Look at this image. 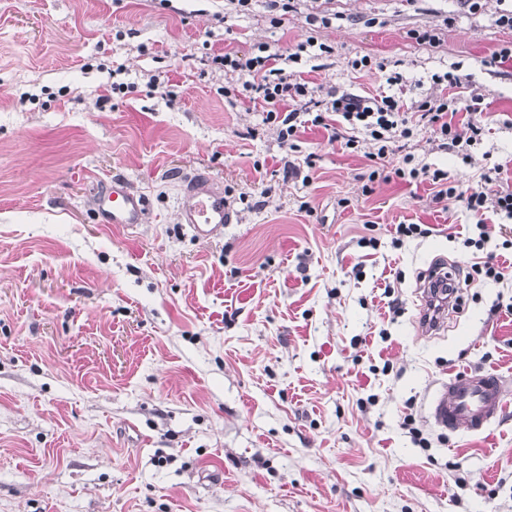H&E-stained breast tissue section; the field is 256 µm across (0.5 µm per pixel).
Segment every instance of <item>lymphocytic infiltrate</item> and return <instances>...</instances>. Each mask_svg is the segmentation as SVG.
Instances as JSON below:
<instances>
[{
    "label": "lymphocytic infiltrate",
    "instance_id": "1",
    "mask_svg": "<svg viewBox=\"0 0 512 512\" xmlns=\"http://www.w3.org/2000/svg\"><path fill=\"white\" fill-rule=\"evenodd\" d=\"M305 43L270 49L268 45H257L251 54H239L227 50L215 55L213 62L225 75L240 82L242 93L260 109L265 123L275 124L281 145H289L302 127L312 125L332 129L333 140H344L346 146H353L354 132L360 131L369 137L377 147V159H384L392 143L413 135L414 124L429 126L443 148L451 149L463 143L480 139L484 131V110L477 94L462 97L455 90L461 87L460 76L447 73L433 78L434 85H447V92L426 95L415 101L412 107H405L401 97L380 94L374 97L352 93L332 95L324 110H314L307 102L308 83L302 77L286 72L284 62L298 58L305 51ZM350 127L351 136H344L343 127ZM412 156H404L401 164L389 173L372 170L369 180L400 179L410 182L422 179L434 188L436 201L454 199L477 219L476 236L466 238V246L483 250L492 239L486 222V212L505 215L512 219V189L499 184L501 168L493 166L481 177V184L466 190L449 184L448 176L441 170L426 167L415 168Z\"/></svg>",
    "mask_w": 512,
    "mask_h": 512
}]
</instances>
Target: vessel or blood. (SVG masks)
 Here are the masks:
<instances>
[{
    "instance_id": "b4317fda",
    "label": "vessel or blood",
    "mask_w": 512,
    "mask_h": 512,
    "mask_svg": "<svg viewBox=\"0 0 512 512\" xmlns=\"http://www.w3.org/2000/svg\"><path fill=\"white\" fill-rule=\"evenodd\" d=\"M98 209L110 224H140L146 213L145 198L122 180L98 199ZM180 223L189 226L201 240L213 238L233 220V211L223 191L190 183L179 198ZM507 406L504 381L493 373H461L449 378L433 395L429 419L437 427L479 432L500 418Z\"/></svg>"
}]
</instances>
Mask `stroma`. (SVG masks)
<instances>
[{
    "mask_svg": "<svg viewBox=\"0 0 512 512\" xmlns=\"http://www.w3.org/2000/svg\"><path fill=\"white\" fill-rule=\"evenodd\" d=\"M481 4L299 0L275 26L265 0H0V512H512V275L461 285L424 335L418 276H464L475 219L429 183L365 180L409 154L465 189L496 164L512 185V68L491 62L512 29ZM310 38L291 66L310 97L371 96L396 71L417 101L450 71L488 131L447 150L420 126L382 160L311 125L280 146L212 58ZM365 55L384 69L353 68ZM193 175L234 211L207 241L178 221ZM118 178L144 223H102ZM399 224L431 234L397 246ZM470 370L506 380L503 419L431 424L429 396Z\"/></svg>",
    "mask_w": 512,
    "mask_h": 512,
    "instance_id": "obj_1",
    "label": "stroma"
}]
</instances>
